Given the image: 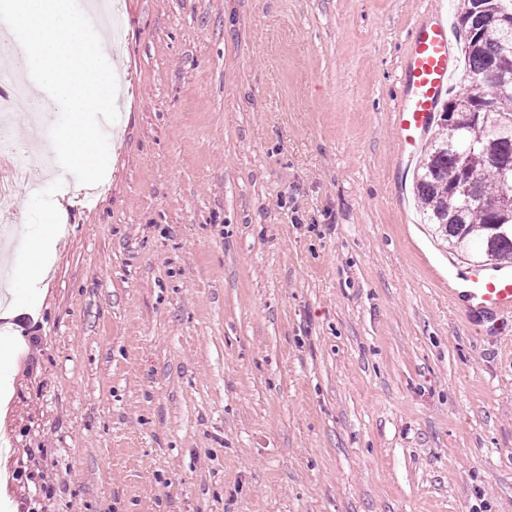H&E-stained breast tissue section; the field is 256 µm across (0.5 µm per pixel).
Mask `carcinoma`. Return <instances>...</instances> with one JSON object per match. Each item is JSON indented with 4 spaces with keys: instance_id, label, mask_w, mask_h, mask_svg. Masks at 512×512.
Instances as JSON below:
<instances>
[{
    "instance_id": "cac0c4a2",
    "label": "carcinoma",
    "mask_w": 512,
    "mask_h": 512,
    "mask_svg": "<svg viewBox=\"0 0 512 512\" xmlns=\"http://www.w3.org/2000/svg\"><path fill=\"white\" fill-rule=\"evenodd\" d=\"M458 27L467 88L448 98L437 133L415 178L428 223L448 246L473 263L512 260V204L497 212L492 201L512 197V0H459ZM474 178L458 190L455 178Z\"/></svg>"
}]
</instances>
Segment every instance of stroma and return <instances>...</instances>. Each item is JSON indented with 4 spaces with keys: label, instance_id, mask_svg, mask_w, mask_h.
I'll use <instances>...</instances> for the list:
<instances>
[{
    "label": "stroma",
    "instance_id": "35a3bbf8",
    "mask_svg": "<svg viewBox=\"0 0 512 512\" xmlns=\"http://www.w3.org/2000/svg\"><path fill=\"white\" fill-rule=\"evenodd\" d=\"M457 0H121L106 191L67 202L15 373L0 512H512V327L398 153L407 35ZM451 294L471 321H512V266H470L460 270Z\"/></svg>",
    "mask_w": 512,
    "mask_h": 512
}]
</instances>
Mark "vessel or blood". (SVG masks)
<instances>
[{"instance_id": "b4317fda", "label": "vessel or blood", "mask_w": 512, "mask_h": 512, "mask_svg": "<svg viewBox=\"0 0 512 512\" xmlns=\"http://www.w3.org/2000/svg\"><path fill=\"white\" fill-rule=\"evenodd\" d=\"M456 71L445 20L431 16L412 30L404 59L400 103L393 126L402 163H409L432 131L437 106ZM469 320L512 321V266H470L460 270L451 290Z\"/></svg>"}]
</instances>
